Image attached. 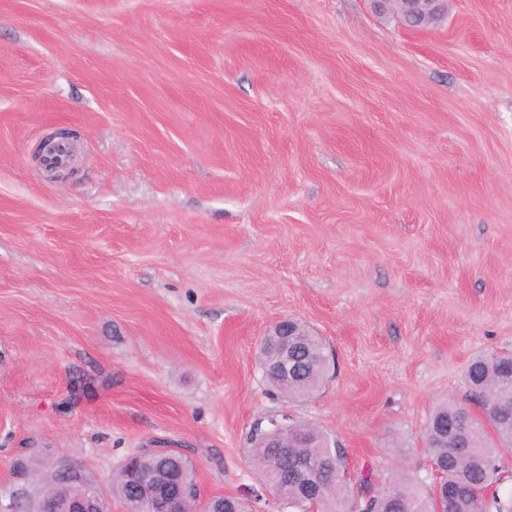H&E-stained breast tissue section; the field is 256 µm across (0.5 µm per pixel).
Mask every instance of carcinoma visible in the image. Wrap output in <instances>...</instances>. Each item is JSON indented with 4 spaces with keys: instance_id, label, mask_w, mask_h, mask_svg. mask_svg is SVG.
<instances>
[{
    "instance_id": "1",
    "label": "carcinoma",
    "mask_w": 512,
    "mask_h": 512,
    "mask_svg": "<svg viewBox=\"0 0 512 512\" xmlns=\"http://www.w3.org/2000/svg\"><path fill=\"white\" fill-rule=\"evenodd\" d=\"M290 342L300 360L298 378L283 381L275 372L265 374V381L275 393L290 399L308 396L323 384L330 369V359L320 337L292 336ZM512 351H491L475 356L465 372V385L471 405L444 402L430 414L424 438L430 454V467L440 472L438 484L426 486L427 492L398 475L380 484L373 473L360 472L356 489L344 479L346 456L338 444L313 424L293 418L288 430L267 426L260 418L253 426L250 441L273 437L288 444L286 448H249V459L264 476L269 488L281 500L288 501V512H306V502L293 486L276 482V470L283 459H304L321 469L331 465L335 479L324 489L320 512H437L447 507V495H455L462 512H512V492L500 489L512 481V469L502 459V450L512 448V414L502 415V403H512ZM478 408L479 412L472 411ZM124 476L112 478V495L125 504L126 512H149L148 501L138 487V472L158 465L155 456L138 450L129 457ZM182 482L186 494L180 512H197V483L194 469L182 460Z\"/></svg>"
}]
</instances>
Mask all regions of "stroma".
I'll use <instances>...</instances> for the list:
<instances>
[{
  "mask_svg": "<svg viewBox=\"0 0 512 512\" xmlns=\"http://www.w3.org/2000/svg\"><path fill=\"white\" fill-rule=\"evenodd\" d=\"M67 126L66 178L39 165ZM335 356L272 398L277 321ZM512 350V0L412 29L371 0H0V493L25 459L110 484L156 439L202 496L287 409L348 476L428 477L426 421Z\"/></svg>",
  "mask_w": 512,
  "mask_h": 512,
  "instance_id": "stroma-1",
  "label": "stroma"
}]
</instances>
